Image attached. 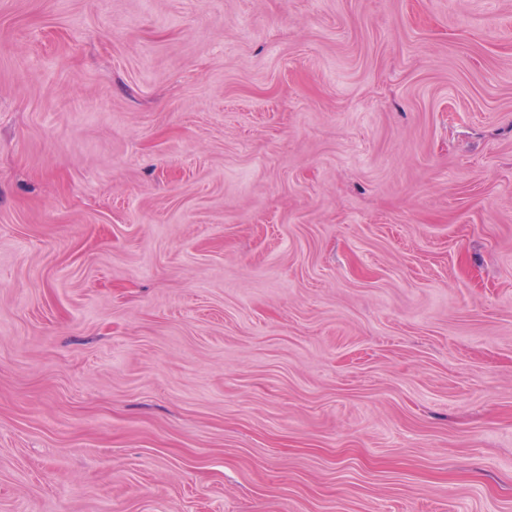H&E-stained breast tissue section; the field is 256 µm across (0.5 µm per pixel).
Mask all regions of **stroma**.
Segmentation results:
<instances>
[{"mask_svg": "<svg viewBox=\"0 0 512 512\" xmlns=\"http://www.w3.org/2000/svg\"><path fill=\"white\" fill-rule=\"evenodd\" d=\"M0 512H512V0H0Z\"/></svg>", "mask_w": 512, "mask_h": 512, "instance_id": "35a3bbf8", "label": "stroma"}]
</instances>
